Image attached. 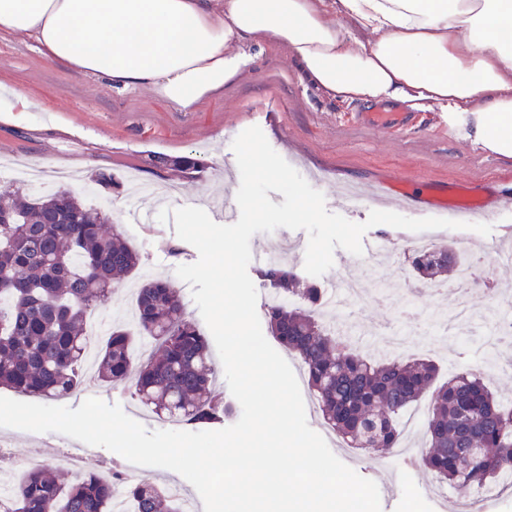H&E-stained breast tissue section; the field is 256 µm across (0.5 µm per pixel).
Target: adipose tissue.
Returning <instances> with one entry per match:
<instances>
[{"instance_id": "ef3b65f1", "label": "adipose tissue", "mask_w": 512, "mask_h": 512, "mask_svg": "<svg viewBox=\"0 0 512 512\" xmlns=\"http://www.w3.org/2000/svg\"><path fill=\"white\" fill-rule=\"evenodd\" d=\"M512 0H0V34L116 89L196 110L286 46L301 79L340 102L439 109L512 158Z\"/></svg>"}]
</instances>
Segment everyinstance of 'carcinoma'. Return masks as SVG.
Masks as SVG:
<instances>
[{
	"label": "carcinoma",
	"instance_id": "carcinoma-1",
	"mask_svg": "<svg viewBox=\"0 0 512 512\" xmlns=\"http://www.w3.org/2000/svg\"><path fill=\"white\" fill-rule=\"evenodd\" d=\"M105 212L58 189L26 199L0 194V388L46 400L75 392L91 336L89 315L106 306L112 280L141 264ZM466 264L450 243L413 250L414 275L434 281ZM282 302L265 307L269 333L301 364L318 412L350 448L393 452L400 413L431 395L419 468L468 496L512 474V406L501 405L479 373L438 382L427 357L371 360L354 352L321 313L322 291L279 261L258 270ZM136 322L114 326L96 353L103 382L132 380L139 402L157 416L197 428L231 411L212 395L215 367L206 338L178 290L159 277L136 293ZM143 339L154 354L136 361ZM95 472L64 483L46 462L0 492V512H113L112 485ZM135 512H182L168 488L149 479L126 483Z\"/></svg>",
	"mask_w": 512,
	"mask_h": 512
}]
</instances>
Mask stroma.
I'll use <instances>...</instances> for the list:
<instances>
[{
    "instance_id": "1",
    "label": "stroma",
    "mask_w": 512,
    "mask_h": 512,
    "mask_svg": "<svg viewBox=\"0 0 512 512\" xmlns=\"http://www.w3.org/2000/svg\"><path fill=\"white\" fill-rule=\"evenodd\" d=\"M252 62L222 92L194 112H182L150 90L135 88L117 92L93 78L47 60L31 38L0 36V84L26 95L31 101L24 120L0 112V165L42 168L47 178L57 173L74 174L68 189L87 206L104 210L110 225L117 227L139 251L142 264L133 275L113 284L108 307L110 323H123L121 308L134 302L141 278L163 277L174 281L195 323L203 318L190 286L178 279L177 266L194 263L196 249L182 241L169 223L137 224L127 209H116L126 199L123 187L106 191L97 186L98 172L122 176L136 174L143 182L176 185L183 199L200 202L224 194V160L232 155L234 139L257 126L272 148L304 179L324 171L318 189L329 212L355 223L364 222L375 205L369 197L347 199L338 188L346 181L369 183L396 174L412 178V189L429 202L428 216L441 218L444 189L458 181L483 186L486 194H512V158L482 149L456 128L444 113L410 110L389 103L340 104L329 100L299 77L285 48L271 45L264 51L248 47ZM193 159L187 168H159L154 158ZM491 225L484 236L472 230H436L437 241L453 242L463 253L482 251L512 226V208L484 215ZM403 255L380 265L378 278L390 286L410 284L421 289L415 319L403 318L376 299L365 300L358 310L339 312L335 321L346 322L354 350L378 353V337L370 329L376 323L401 326L409 343L426 349L443 374L467 368L483 373L500 402L512 404V369L490 371L485 351L488 323L471 321L465 330L440 334L432 319L439 309L454 304V297L429 299L428 283L404 272ZM96 397L117 404L148 430L163 423L139 405L131 382L104 383L84 379L64 406L78 408ZM70 439L59 433H32L0 427V445L15 462L29 460L60 463ZM431 475L422 481L402 483L381 512H440V503L428 493Z\"/></svg>"
}]
</instances>
